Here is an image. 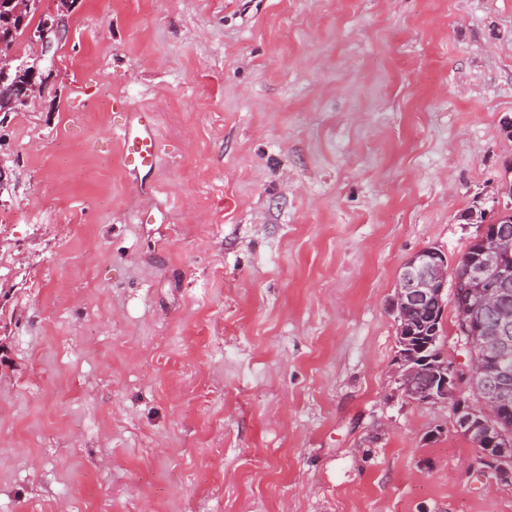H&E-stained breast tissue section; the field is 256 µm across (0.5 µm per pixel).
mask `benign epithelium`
<instances>
[{
    "instance_id": "obj_1",
    "label": "benign epithelium",
    "mask_w": 512,
    "mask_h": 512,
    "mask_svg": "<svg viewBox=\"0 0 512 512\" xmlns=\"http://www.w3.org/2000/svg\"><path fill=\"white\" fill-rule=\"evenodd\" d=\"M60 3V9L50 15L46 27L31 40L33 63L24 83L10 82V59L0 60V114L12 111L17 104L29 102L33 95L47 88L52 71L42 63L54 60L55 47L62 41L68 28L69 0H60ZM493 225L492 221L481 225L479 240L483 250L479 256L470 259L466 274L455 281L453 287L456 294L458 286L467 280L482 283L484 288L480 300L484 304L496 301L502 287L512 283V266L500 261V254L507 248L512 250V245L504 247L499 243L493 233ZM447 304V256L435 249L424 248L405 261L398 278L392 305L396 315L397 340L404 341L414 336L415 311L433 306L444 308ZM465 327L468 340L464 349L470 359L469 376L480 378L484 385L483 392H478L473 386L469 388L470 396L463 397L458 391V372L451 364L441 366L432 389L423 395L412 392L409 383L420 368L408 366V362L401 358L397 359L396 380L407 398L422 404L446 403L448 398H453L457 429L468 437L473 435L482 441L484 450L479 454V460L500 481L511 484L512 444L502 443L505 435L496 426V421L506 411L503 404L509 399V394L490 381L484 357L490 351L506 353L512 349V322L501 319L488 328L479 320L469 319Z\"/></svg>"
}]
</instances>
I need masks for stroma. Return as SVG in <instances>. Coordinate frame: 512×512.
Masks as SVG:
<instances>
[{"label": "stroma", "mask_w": 512, "mask_h": 512, "mask_svg": "<svg viewBox=\"0 0 512 512\" xmlns=\"http://www.w3.org/2000/svg\"><path fill=\"white\" fill-rule=\"evenodd\" d=\"M68 18L0 122V512H512L451 405L400 390L391 307L500 204L512 0ZM145 113L134 112L123 133L124 162L132 171L151 168L156 158V140Z\"/></svg>", "instance_id": "35a3bbf8"}]
</instances>
